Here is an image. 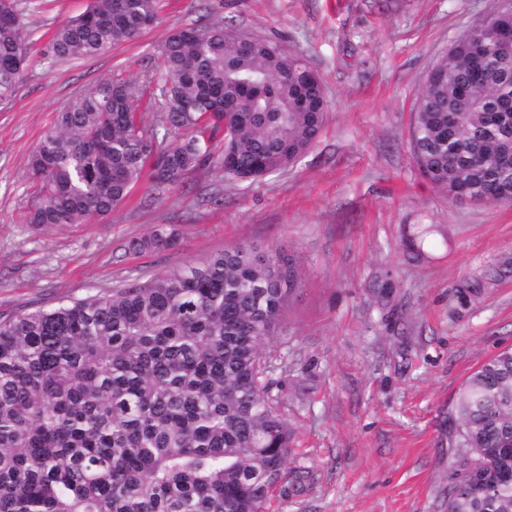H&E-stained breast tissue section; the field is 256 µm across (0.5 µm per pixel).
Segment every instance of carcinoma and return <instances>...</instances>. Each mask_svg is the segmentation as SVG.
Returning a JSON list of instances; mask_svg holds the SVG:
<instances>
[{"mask_svg":"<svg viewBox=\"0 0 512 512\" xmlns=\"http://www.w3.org/2000/svg\"><path fill=\"white\" fill-rule=\"evenodd\" d=\"M160 0H91L61 24L53 63L92 58L158 20ZM512 0L460 36L425 83L411 153L451 201H493L512 185ZM163 132L137 117L131 83L105 79L56 113L27 168L35 227L103 221L150 170L161 196L216 161L253 182L298 163L327 120L305 61L215 21L162 46ZM27 62L15 0H0V96ZM244 103L242 112L215 109ZM158 227L133 253L171 250ZM292 263L251 246L211 254L109 293L0 321V512H267L288 471L291 430L264 346L296 290ZM460 452L448 512H512V350L488 359L455 406Z\"/></svg>","mask_w":512,"mask_h":512,"instance_id":"obj_1","label":"carcinoma"}]
</instances>
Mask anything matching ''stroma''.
<instances>
[{"mask_svg": "<svg viewBox=\"0 0 512 512\" xmlns=\"http://www.w3.org/2000/svg\"><path fill=\"white\" fill-rule=\"evenodd\" d=\"M89 2L19 0L29 62L0 97V320L227 248L269 250L299 275L267 348L292 429L288 466L307 475L271 512H447L456 401L512 348V203L449 201L414 163L410 130L430 68L500 0H163L136 39L50 64L54 30ZM218 18L317 71L329 104L317 144L251 183L214 162L160 197L142 180L104 222L28 224L27 160L56 112L115 77L133 83L143 124H159L165 39ZM158 226L176 248L127 251Z\"/></svg>", "mask_w": 512, "mask_h": 512, "instance_id": "obj_1", "label": "stroma"}]
</instances>
